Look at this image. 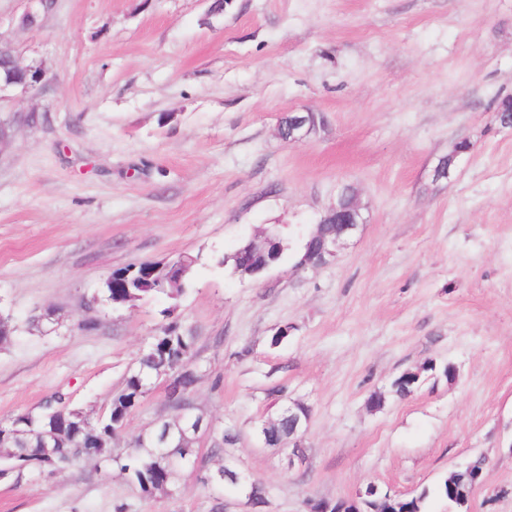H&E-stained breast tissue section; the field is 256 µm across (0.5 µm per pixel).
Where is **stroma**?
<instances>
[{"label": "stroma", "instance_id": "stroma-1", "mask_svg": "<svg viewBox=\"0 0 512 512\" xmlns=\"http://www.w3.org/2000/svg\"><path fill=\"white\" fill-rule=\"evenodd\" d=\"M49 2L23 30L26 0H0V37L47 73L0 102L37 111L0 146V313L16 326L0 422L55 394L108 409L171 306L195 338V403L238 431L223 458L213 433L199 454L266 503L190 468L147 496L89 461L0 479V512H308L370 483L411 496L479 455L489 479L468 512H512V126L493 117L512 97V0H231L214 16L207 0ZM307 110L324 126L280 139ZM344 185L364 224L329 264L298 267ZM268 231L288 238L283 260L233 274L225 256ZM183 255L177 301L99 299L113 270ZM410 369L419 387L392 396ZM166 400L154 379L113 450ZM294 402L311 414L293 463L257 428Z\"/></svg>", "mask_w": 512, "mask_h": 512}]
</instances>
